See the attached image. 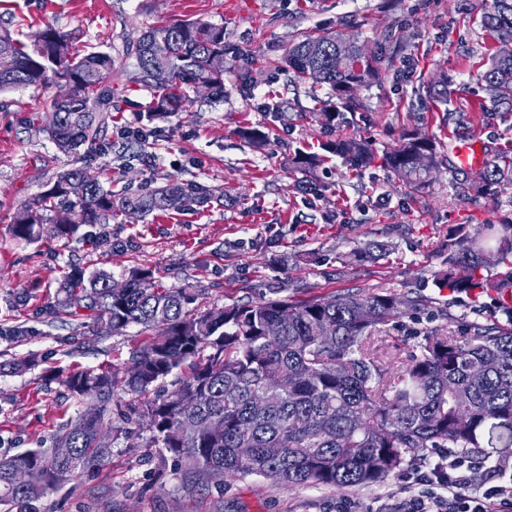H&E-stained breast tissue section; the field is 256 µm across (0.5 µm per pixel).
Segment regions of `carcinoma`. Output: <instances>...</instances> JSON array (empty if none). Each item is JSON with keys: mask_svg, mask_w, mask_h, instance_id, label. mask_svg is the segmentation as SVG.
Wrapping results in <instances>:
<instances>
[{"mask_svg": "<svg viewBox=\"0 0 512 512\" xmlns=\"http://www.w3.org/2000/svg\"><path fill=\"white\" fill-rule=\"evenodd\" d=\"M482 22L493 32L512 28V0H490ZM76 40L48 26L28 45L1 26L0 91L66 81L70 97L49 100L57 122L44 132L63 152L106 155L112 145L97 142V135L111 120L100 106L112 56L82 54ZM231 52L224 27L206 20H162L149 27L135 49V82L150 92L148 121L187 111L199 84L208 85L212 98L223 94ZM284 62L299 81L306 80L308 67L321 70L320 84L331 94L314 97L312 112L325 125L336 121L340 109L354 106V87L379 73L372 61L341 47L335 33L321 30L302 33ZM159 63L170 73L164 85L152 78ZM480 80L494 107L512 112V93L498 92L512 90V57L493 54ZM323 149L355 169L372 160L368 143L356 138L329 141ZM439 154L436 141L409 131L385 155V164L409 188L421 191L430 179L417 159L426 155L435 165ZM289 162L293 170L312 174L322 156L298 149ZM86 174L83 166L52 177L22 204L13 235L32 240L41 225L57 223L63 211L71 221L56 229L62 238L84 224H109L126 213L203 207L215 199L206 186L173 177L151 193L125 195L104 189L95 178L82 196H70L67 184ZM503 182L512 183L510 155L484 165V190ZM485 250L495 252L498 263L509 262L512 224L455 225L445 244V269L434 286L474 303L491 290L500 295L512 290V271L493 274L482 262ZM111 281L105 272L75 270L62 283L65 301L52 313L82 308L95 323L109 320L114 333L137 325L150 340L132 352L122 378L114 369L77 370L61 378L71 395L92 398V406L53 438V446L73 448L75 460L57 458L50 448L0 458V512H39L36 503L49 490L105 465L122 434L109 411L120 382L142 397L131 405L130 416L151 419L154 446L171 454L193 481L201 474L218 479L256 474L288 487L352 488L378 483L399 470L406 457L428 459L437 448L460 453L484 448L490 462L512 452V313L503 323L472 322L462 335L426 332L417 352L392 368L371 339L386 325L388 310L415 309L417 299L351 291L294 300L272 288L270 297L258 302L201 310L192 306L193 286L164 288L151 269L132 272L121 289L109 288ZM285 312L288 322L280 334L266 335V324ZM326 322L334 327L330 336L323 335ZM184 366L176 391L148 396ZM281 371L296 376V384L269 387L267 379ZM280 444L282 456H266L265 449ZM239 448L253 449L252 456L239 459Z\"/></svg>", "mask_w": 512, "mask_h": 512, "instance_id": "obj_1", "label": "carcinoma"}]
</instances>
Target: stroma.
<instances>
[{
	"mask_svg": "<svg viewBox=\"0 0 512 512\" xmlns=\"http://www.w3.org/2000/svg\"><path fill=\"white\" fill-rule=\"evenodd\" d=\"M484 0H0V18L17 38L32 42L46 26L78 37L80 47L112 56L105 83L112 123L109 155L93 161L103 188L151 191L167 178L195 181L219 200L83 227L69 239L44 225L39 239L15 238L20 206L58 171L83 165L42 131L55 88L0 94V457L50 447L84 409L57 381L72 369L125 368L141 342L138 327L115 335H83L84 313L55 317L59 282L71 267L103 270L114 279L153 269L167 287L201 288L199 307L256 301L270 289L296 299L347 291L416 297L417 310L392 319L385 340L400 356L415 352L419 335L441 336L478 321L501 319L498 295L480 307L452 300L433 278L442 248L458 224H512V185L478 191L481 165L458 168L445 155L429 188L408 191L382 157L404 130L442 146L477 140L487 158L512 151V112H496L480 74L500 45L481 24ZM204 19L224 28L237 60L224 76V96L195 101L172 114L146 144L143 161L127 162L123 130L137 127L149 91L130 82L134 48L159 20ZM327 29L379 57L380 73L354 92L355 111L327 127L312 117L323 86L296 81L282 59L301 32ZM249 73L251 92L240 88ZM447 76L454 108L432 93ZM273 108L262 111L261 102ZM265 130L262 150L242 128ZM365 140L375 159L353 169L329 156L316 170V188L291 171L295 149L320 152L330 140ZM384 242L391 251L357 261L355 251ZM134 395L116 391L112 420L125 432L99 470L62 484L39 502L40 512H403L408 483L421 463L406 461L382 482L355 488L284 487L258 475L192 486L171 456L150 444L145 422H124Z\"/></svg>",
	"mask_w": 512,
	"mask_h": 512,
	"instance_id": "obj_1",
	"label": "stroma"
}]
</instances>
